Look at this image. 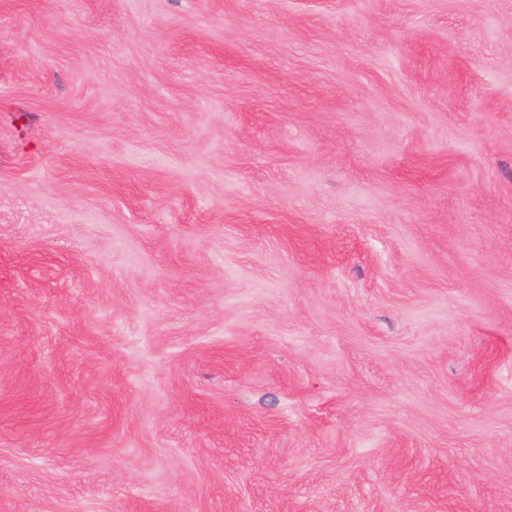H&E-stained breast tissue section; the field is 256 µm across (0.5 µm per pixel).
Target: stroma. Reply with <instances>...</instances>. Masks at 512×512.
I'll use <instances>...</instances> for the list:
<instances>
[{
	"label": "stroma",
	"instance_id": "stroma-1",
	"mask_svg": "<svg viewBox=\"0 0 512 512\" xmlns=\"http://www.w3.org/2000/svg\"><path fill=\"white\" fill-rule=\"evenodd\" d=\"M0 512H512V0H0Z\"/></svg>",
	"mask_w": 512,
	"mask_h": 512
}]
</instances>
